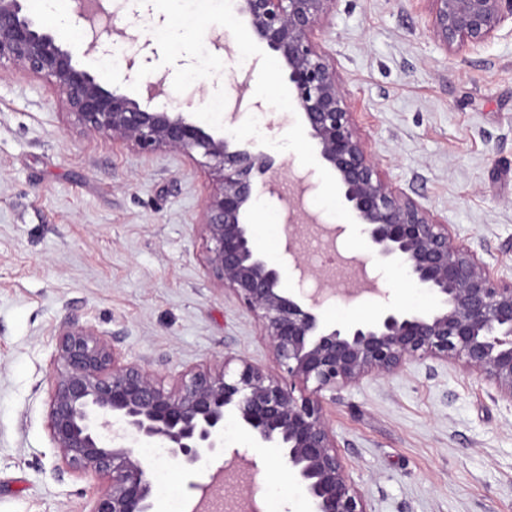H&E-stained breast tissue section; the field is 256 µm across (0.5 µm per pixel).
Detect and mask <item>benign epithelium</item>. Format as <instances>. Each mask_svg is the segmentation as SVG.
<instances>
[{
	"instance_id": "1",
	"label": "benign epithelium",
	"mask_w": 512,
	"mask_h": 512,
	"mask_svg": "<svg viewBox=\"0 0 512 512\" xmlns=\"http://www.w3.org/2000/svg\"><path fill=\"white\" fill-rule=\"evenodd\" d=\"M92 43L111 54L110 31L95 22L99 0H75ZM430 28L449 52L489 41L512 0H433ZM336 0H237L257 40L276 53L301 112L302 132L315 140L345 210L371 247L369 261L393 265L432 293L429 311L397 307L377 317L328 324L318 314L331 295L379 294L378 281L358 264L346 288L317 287L295 294L281 287L280 272L260 253L247 222L253 199L287 197L275 189L267 155L239 147L231 134L214 135L177 108L132 98L119 84L105 85L80 67L57 37L22 14L21 0H0V68L11 66L49 80L74 120L122 139L141 152L199 155L218 187L207 198L201 226L211 243L210 274L259 323L280 371L266 372L232 358L221 368H187L167 388L154 373L124 362L91 325L64 321L58 329L50 377L46 429L60 466L92 474L104 487L88 512H153V483L141 445L156 443L193 470L224 454V423L232 413L260 445L281 449L282 460L305 490L311 512H369L364 495L346 475L336 434L325 413V393L363 377L393 372L414 360L454 361L493 382L512 399V281L491 275L478 254L448 225L393 186L369 154L318 32ZM266 176L257 185L252 173ZM284 251L299 285L313 276L300 240L286 222ZM313 387H308V384ZM254 463L234 453L230 462L197 485L192 512L209 509L211 491L224 479L245 480Z\"/></svg>"
}]
</instances>
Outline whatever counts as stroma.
Wrapping results in <instances>:
<instances>
[{
  "label": "stroma",
  "mask_w": 512,
  "mask_h": 512,
  "mask_svg": "<svg viewBox=\"0 0 512 512\" xmlns=\"http://www.w3.org/2000/svg\"><path fill=\"white\" fill-rule=\"evenodd\" d=\"M112 52L92 48L74 0H23L26 16L57 35L74 61L134 99L144 79L162 83L184 114L207 131L230 133L274 161L282 188L310 173L304 206L319 223L346 224L342 256H365L347 224L336 184L315 142L301 132L279 60L237 13L211 0H103ZM433 0H336L320 34L368 149L393 185L447 224L492 275L512 279V21L474 50L447 51L430 31ZM134 68H127L128 57ZM247 79L252 108L213 116L234 81ZM212 172L186 155L140 153L78 125L42 78L0 69V512H88L96 477L58 461L46 427L59 325L94 326L120 353L176 384L193 365L231 356L277 367L254 317L215 281L205 260L204 204ZM248 220L257 245L281 274L298 277L284 255V212L263 195ZM389 297L329 298L326 322L372 317L384 305L423 311L435 300L398 270L383 267ZM455 362L406 363L368 375L327 399L352 484L371 512H512V400ZM224 443L253 458L252 484L238 486L275 512H310L302 487L276 448L256 447L234 416ZM170 495L192 508L197 484L223 457L187 470L170 454Z\"/></svg>",
  "instance_id": "35a3bbf8"
}]
</instances>
